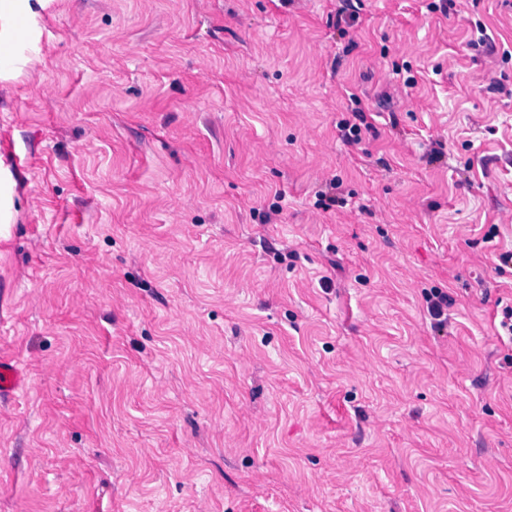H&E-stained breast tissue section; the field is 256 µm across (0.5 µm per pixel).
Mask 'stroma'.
Segmentation results:
<instances>
[{
    "label": "stroma",
    "mask_w": 512,
    "mask_h": 512,
    "mask_svg": "<svg viewBox=\"0 0 512 512\" xmlns=\"http://www.w3.org/2000/svg\"><path fill=\"white\" fill-rule=\"evenodd\" d=\"M431 2L0 18V512H512V0ZM423 297L427 312L432 319L442 321L443 318H448V306L452 304L453 300L447 291H443L441 288H426L423 291ZM27 371L15 358L0 355V407L27 387Z\"/></svg>",
    "instance_id": "stroma-1"
}]
</instances>
